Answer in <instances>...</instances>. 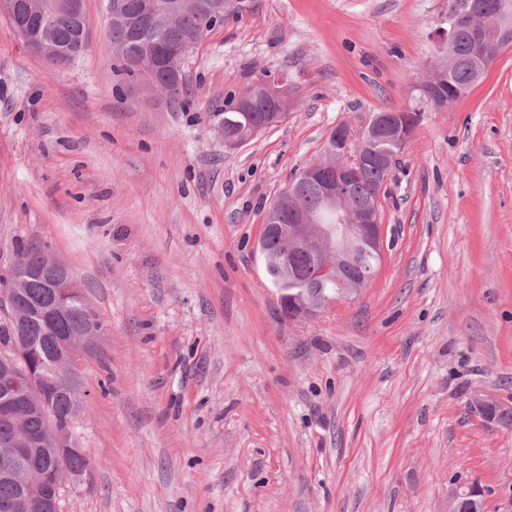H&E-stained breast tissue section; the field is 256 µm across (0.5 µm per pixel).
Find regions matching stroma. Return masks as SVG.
<instances>
[{
	"instance_id": "obj_1",
	"label": "stroma",
	"mask_w": 512,
	"mask_h": 512,
	"mask_svg": "<svg viewBox=\"0 0 512 512\" xmlns=\"http://www.w3.org/2000/svg\"><path fill=\"white\" fill-rule=\"evenodd\" d=\"M85 49L31 55L0 15V274L64 262L101 324L61 512H512V49L426 113L382 202L375 279L288 318L258 242L340 123L408 104L448 0H228L181 105L117 74L108 0ZM284 74L277 126L224 147V98Z\"/></svg>"
}]
</instances>
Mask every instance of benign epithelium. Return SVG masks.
I'll return each mask as SVG.
<instances>
[{
  "label": "benign epithelium",
  "instance_id": "obj_1",
  "mask_svg": "<svg viewBox=\"0 0 512 512\" xmlns=\"http://www.w3.org/2000/svg\"><path fill=\"white\" fill-rule=\"evenodd\" d=\"M490 4H477L474 0H452L449 11L453 18L450 28L441 32V46L446 50L452 45L456 32L466 28L475 34L472 64L474 76L479 78L498 59L502 52L512 46V15L499 9L489 13ZM127 12L126 0H109L110 23L122 27ZM140 12L150 28L174 27L181 17L192 12L206 20L210 29L224 24L223 0H193L186 4L182 0H144ZM0 13L13 21V27L26 49L54 66L61 56L74 58L84 47L88 19L83 0H30L20 5L19 0H0ZM65 13L74 17L80 24L76 38L63 48L52 38L47 19L53 14ZM140 47L147 57L143 66V76L148 84L175 95L183 81V61L190 48L200 40L186 39L167 44L161 50L155 48L146 37H139ZM264 92L268 103L267 111L258 124L224 135V146L229 150L238 149L262 131L276 125L288 112L291 99L288 95V79L285 76L263 75L256 79L252 88L245 89L235 106L239 112L250 106L253 94L251 89ZM465 94L458 89L451 97L427 95L429 110L441 112ZM421 117L399 110L375 113L359 132L364 143L363 149L349 158L348 143L352 129L347 125L336 127V156L325 167L306 166L302 169V179L318 184L327 208L336 213V223L321 224L308 214L295 212L288 224H267L264 232L275 230L284 244L285 252L277 256V262L288 269V255L302 251L313 261L315 277L289 272L300 291L295 295L294 304L299 314L315 316L334 302L349 298L370 283L377 274V266L368 257H381L386 237V225L382 224L380 203L385 187H380L368 202L357 210L348 205V187L360 162L389 166L393 162L392 152H402L408 145ZM33 270L48 293L37 306L44 329L57 337L61 344L59 362L64 368L68 394L77 397L83 379L78 368L71 362L70 354L86 346L92 333L72 327L67 323V306L55 292L62 280L70 276L65 263L50 254L40 258ZM328 283L336 284V295L327 296L317 289ZM0 309L9 313L14 322L22 327L29 316L28 309L22 306L21 292L14 284L0 287ZM27 345L20 342L11 351L0 356V364L5 372L19 371L25 379L33 378L34 365L27 359ZM31 400L28 393L8 394L0 398V422L18 432L8 443L15 455L28 457L39 454L47 447L71 449L68 438V425L59 422L56 414L44 407L41 409V425L38 428L24 424L18 408ZM23 479L27 487L36 490L43 501L46 512H59V492L61 482H49L34 468H28Z\"/></svg>",
  "mask_w": 512,
  "mask_h": 512
}]
</instances>
